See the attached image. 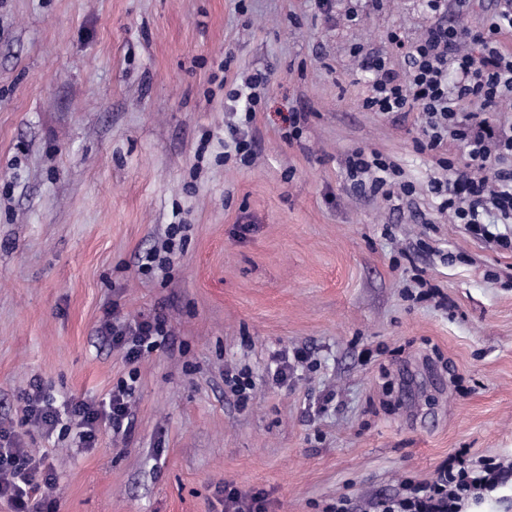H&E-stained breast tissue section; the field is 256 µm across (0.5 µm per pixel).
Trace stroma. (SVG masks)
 <instances>
[{
	"mask_svg": "<svg viewBox=\"0 0 512 512\" xmlns=\"http://www.w3.org/2000/svg\"><path fill=\"white\" fill-rule=\"evenodd\" d=\"M496 0H0V427L47 458L56 512H224V485L269 512H359L429 481L457 449L512 462V223L449 222L431 183L456 140L362 102L390 40L482 27ZM270 72L251 165L225 160L228 95ZM300 139L284 138L292 113ZM413 195L360 194L353 150ZM187 225L168 274L139 270ZM165 315L137 365L130 435L23 423L41 379L102 399L129 366L106 311ZM306 350L288 384L280 351ZM255 383L238 406L225 371Z\"/></svg>",
	"mask_w": 512,
	"mask_h": 512,
	"instance_id": "obj_1",
	"label": "stroma"
}]
</instances>
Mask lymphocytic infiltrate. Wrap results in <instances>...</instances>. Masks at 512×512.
<instances>
[{"label": "lymphocytic infiltrate", "instance_id": "1", "mask_svg": "<svg viewBox=\"0 0 512 512\" xmlns=\"http://www.w3.org/2000/svg\"><path fill=\"white\" fill-rule=\"evenodd\" d=\"M507 33L512 35V9L505 7L488 15L478 30L435 25L414 42L392 35L409 63L406 73L387 68L379 59L371 63L377 76L364 102L367 110L384 115L419 113L429 150H439L449 135L465 145V167L452 170L447 181L433 187L440 208L452 212L459 224L479 223L491 209L512 219V169L500 165L512 156V134L488 119L512 93V52L501 45ZM346 172L354 190L372 193L395 185L399 174L379 153L361 149L348 156ZM100 331L111 337L113 347L122 350L131 365L171 334L161 315L150 321L110 315ZM134 392L132 383L123 380L104 400L74 398L58 404L36 380L23 397L24 420L51 432L64 419H77L79 440L91 448L100 425H109L116 433L130 430ZM511 479L512 465L470 460L462 448L439 466L435 479L405 481L403 493L382 500L379 512H463L469 501ZM55 487L44 457L22 448L16 433L0 430V499L9 500L15 512H45L48 492Z\"/></svg>", "mask_w": 512, "mask_h": 512}]
</instances>
